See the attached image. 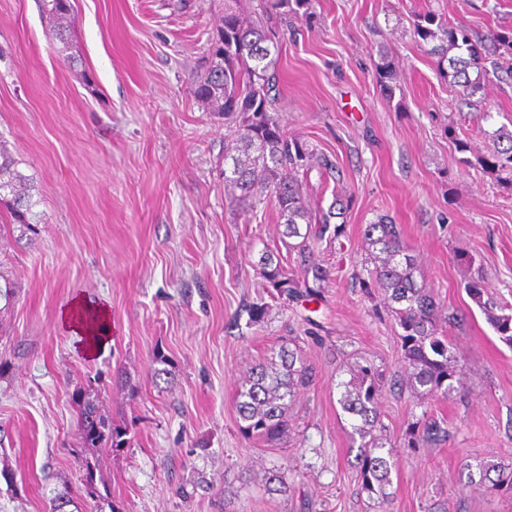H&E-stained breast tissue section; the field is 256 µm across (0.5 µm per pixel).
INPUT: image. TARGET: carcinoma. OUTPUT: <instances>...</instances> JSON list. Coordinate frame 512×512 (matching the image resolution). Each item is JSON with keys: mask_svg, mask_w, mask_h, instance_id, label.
<instances>
[{"mask_svg": "<svg viewBox=\"0 0 512 512\" xmlns=\"http://www.w3.org/2000/svg\"><path fill=\"white\" fill-rule=\"evenodd\" d=\"M52 33L60 43H66L69 0H42ZM414 34L422 41L433 43L431 53L439 62H448V84L461 100L467 101L483 91L490 71L502 69L512 77V32L492 35L490 45L473 43L461 26H450L428 13L418 16ZM224 47L212 49L206 72L196 83L195 94L214 112L224 115V123L235 126L232 146L225 158L232 166L224 169V187L239 202H261L266 196L275 201L282 219V238L286 246L296 251L303 268V283L311 295L322 287L329 276L327 267L311 260L310 241L327 233L339 238L343 225L330 226L333 212L317 214L304 201L300 171L311 167L312 151L301 138L291 135L272 113L269 96L274 76L269 36L264 29L241 14L224 12V30L218 32ZM492 60V68L486 61ZM377 74L388 91H393L396 79L391 62L380 56ZM497 142L508 146L497 148L487 156L476 158L477 164L493 174L502 172L512 163V132L502 128L495 131ZM33 178L18 169V161L0 147V204L8 209L12 223L36 232L38 214L33 211ZM366 244L374 261L369 280L362 286L375 283L393 304L400 328L401 349L410 372L406 385L417 393L441 395L455 390L457 374L456 352L448 334L438 328L440 306L433 291L424 281L417 280L414 257L407 252L401 230L396 224L380 217L366 225ZM257 266L267 287L278 294H298V283L288 276L274 256L264 253ZM470 299L482 310L499 339L512 348V305L497 301L488 292L483 277L470 279L465 285ZM311 382V372L304 365L300 347L293 349L282 344L263 362L250 369L248 377L237 389L236 412L239 430L247 438L269 443L288 439L290 420L288 410L295 397ZM379 373L372 366H357L347 381L337 383L338 404L347 414L353 434L360 439L359 480L361 489L380 503L391 501V450L373 434L385 430L379 404ZM80 412L79 434L82 441L94 448H121L126 444L127 430L112 424L101 413L96 400L87 394L76 397ZM445 433L435 420L417 421L411 426V447L433 441ZM497 472L496 478L490 472ZM479 479H474V475ZM469 473L468 482L478 483L489 493L512 487V466L478 465V473Z\"/></svg>", "mask_w": 512, "mask_h": 512, "instance_id": "1", "label": "carcinoma"}]
</instances>
